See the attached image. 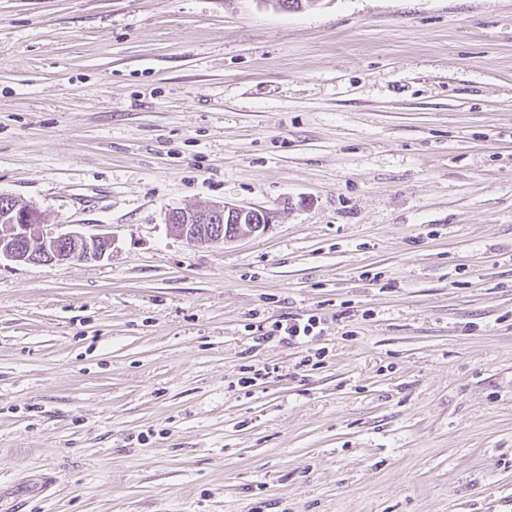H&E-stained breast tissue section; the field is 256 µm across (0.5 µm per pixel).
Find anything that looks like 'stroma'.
Instances as JSON below:
<instances>
[{"label": "stroma", "mask_w": 512, "mask_h": 512, "mask_svg": "<svg viewBox=\"0 0 512 512\" xmlns=\"http://www.w3.org/2000/svg\"><path fill=\"white\" fill-rule=\"evenodd\" d=\"M1 193L0 512H512V0H0ZM14 199V198H13ZM0 216L4 209L14 212L8 217L23 220L26 213L28 223L38 218L28 204L17 200H1ZM45 221L34 224L0 223V263L7 260L19 264H63L103 260L112 252L115 238L109 233L86 234L79 231L56 232ZM32 244L35 245L32 248ZM238 215L239 224H229L224 213ZM255 216L261 224H255ZM273 213L266 209L247 208L227 202L214 203L202 208L171 210L166 215V223L175 236L190 245H209L234 241L240 236L264 232L273 222ZM181 224H174V219ZM243 220L247 224H243ZM264 220L267 224H263ZM228 226L236 230L226 232ZM257 323L249 325V328L252 329L250 338L254 343L252 345L254 349H259L267 343L277 341L278 343L296 345L297 347H307L306 353L308 355L300 361L302 367H313L323 362L321 359L324 354L323 348L308 347L320 338L322 332V328H320L322 318L317 314L310 315L306 320H286L285 323L275 321L270 325L265 324L264 321H258ZM312 352L313 354H310Z\"/></svg>", "instance_id": "obj_1"}]
</instances>
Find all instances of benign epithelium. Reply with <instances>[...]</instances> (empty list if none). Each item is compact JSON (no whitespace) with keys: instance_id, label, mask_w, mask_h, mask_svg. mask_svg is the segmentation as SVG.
<instances>
[{"instance_id":"obj_1","label":"benign epithelium","mask_w":512,"mask_h":512,"mask_svg":"<svg viewBox=\"0 0 512 512\" xmlns=\"http://www.w3.org/2000/svg\"><path fill=\"white\" fill-rule=\"evenodd\" d=\"M238 215L241 223L224 232V214ZM273 222L266 209L247 208L227 202L202 208L171 210L166 223L175 236L190 245L231 242L243 235L263 232ZM115 238L109 233L57 232L45 224H1L0 261L19 264H63L99 261L110 255Z\"/></svg>"}]
</instances>
